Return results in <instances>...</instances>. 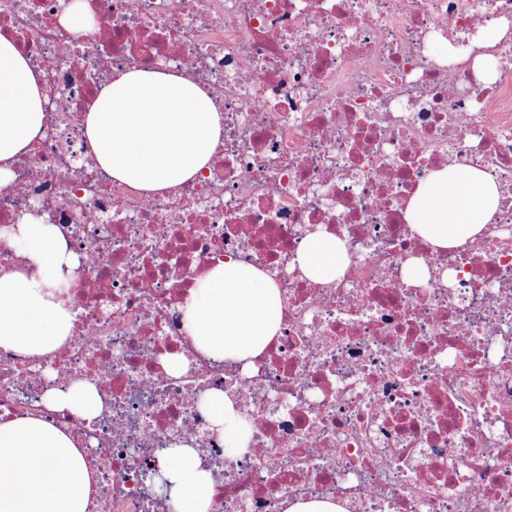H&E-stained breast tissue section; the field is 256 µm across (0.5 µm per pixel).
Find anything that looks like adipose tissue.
I'll return each instance as SVG.
<instances>
[{
  "mask_svg": "<svg viewBox=\"0 0 512 512\" xmlns=\"http://www.w3.org/2000/svg\"><path fill=\"white\" fill-rule=\"evenodd\" d=\"M46 122L43 92L28 59L0 36V188L14 159L30 152ZM224 115L202 86L164 70L115 74L89 106L83 134L97 164L116 180L146 193L170 192L209 165L222 142ZM507 194L483 168L451 162L421 182L405 220L436 249L478 237ZM23 258L0 273V348L45 358L69 340L75 320L70 298L57 291L69 280L72 255L58 228L28 216L11 232ZM344 245L326 233L301 247L297 261L309 279L329 283L343 273ZM283 297L261 270L233 260L210 267L184 299L185 327L197 349L228 362L261 353L277 335ZM48 404L94 419L102 409L87 382L48 390ZM211 428L231 453L245 452L247 429L235 401L205 397ZM161 468L175 512H209V470L195 449H167ZM95 475L72 435L34 416L0 421V512H91Z\"/></svg>",
  "mask_w": 512,
  "mask_h": 512,
  "instance_id": "obj_1",
  "label": "adipose tissue"
}]
</instances>
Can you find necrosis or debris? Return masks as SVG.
<instances>
[{
  "label": "necrosis or debris",
  "instance_id": "obj_1",
  "mask_svg": "<svg viewBox=\"0 0 512 512\" xmlns=\"http://www.w3.org/2000/svg\"><path fill=\"white\" fill-rule=\"evenodd\" d=\"M95 34L64 28L69 0H0V34L45 90L47 124L0 189L8 229L56 225L77 265L76 319L52 359L0 348V419L73 435L97 479L93 512H173L160 459L196 448L209 512H282L331 498L344 512H512V206L473 241L434 250L403 211L453 158L512 189V47L496 76L471 64L512 0H86ZM465 50L461 63L441 52ZM184 73L224 114V145L176 193L112 179L83 116L114 72ZM328 232L346 269L308 279L297 254ZM281 289L279 334L250 363L200 352L178 309L225 258ZM180 358V373L164 361ZM93 383L86 420L49 388ZM234 394L251 423L229 456L200 396Z\"/></svg>",
  "mask_w": 512,
  "mask_h": 512
}]
</instances>
